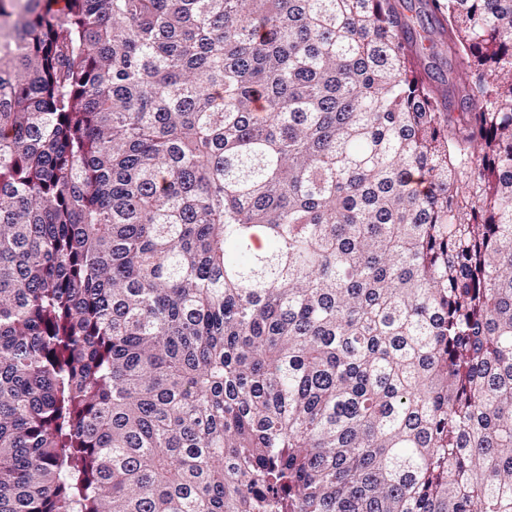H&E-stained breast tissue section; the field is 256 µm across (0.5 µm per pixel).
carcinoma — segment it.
I'll return each mask as SVG.
<instances>
[{
	"label": "carcinoma",
	"instance_id": "cac0c4a2",
	"mask_svg": "<svg viewBox=\"0 0 512 512\" xmlns=\"http://www.w3.org/2000/svg\"><path fill=\"white\" fill-rule=\"evenodd\" d=\"M409 4L0 0V512H512V0ZM422 18L415 20V28L422 35L427 38L426 44L432 46L430 57L426 59L429 69L435 77L443 78L448 81V78L454 79L457 83L468 84L470 81V73L466 66L461 64L457 59L448 58V50L446 49L445 35L433 19L426 17L421 13ZM465 68L467 71V78L461 79L460 69Z\"/></svg>",
	"mask_w": 512,
	"mask_h": 512
}]
</instances>
